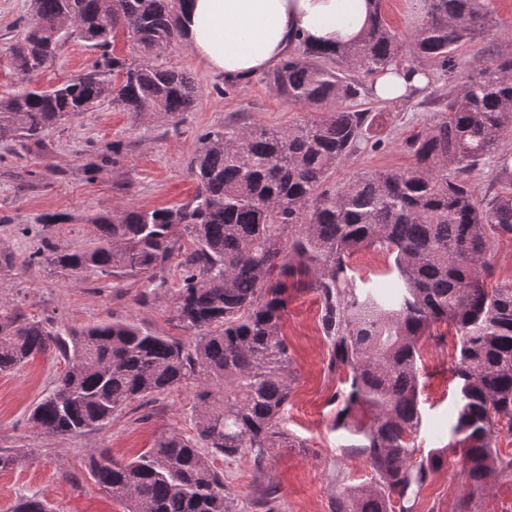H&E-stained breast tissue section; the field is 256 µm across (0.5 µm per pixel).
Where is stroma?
<instances>
[{"label": "stroma", "mask_w": 512, "mask_h": 512, "mask_svg": "<svg viewBox=\"0 0 512 512\" xmlns=\"http://www.w3.org/2000/svg\"><path fill=\"white\" fill-rule=\"evenodd\" d=\"M28 5V0H0V97L22 85L9 48L23 32ZM96 57L87 42L72 40L31 82L48 88L78 77ZM159 62L187 73L198 87L194 105L173 121H139L107 101L50 130L40 146L20 139L0 141V314L17 311L55 326L122 321L188 341V331L175 317L178 260H171L166 270V287L155 290L139 276L115 279L91 272L77 281L47 263L26 261L39 248L89 249L96 235L94 218L118 208L152 210L190 199L196 182L189 163L205 130L227 124L285 127L308 116L305 107L277 96L266 74L227 85L184 42L168 48ZM423 66L432 81L417 95L396 107L372 102L367 144L336 168L329 186L366 172L414 167L406 142L444 111L450 88L437 62L427 60ZM113 149L118 162L91 173L90 162ZM47 215L58 216V223H44ZM349 264L359 289L392 290L387 275L392 260L386 254L362 249ZM321 315L322 300L315 290L290 289L283 323L296 381L286 427L298 447L275 449L260 471L247 455L214 461L247 512H263L256 501L267 485L279 489L275 512H336L340 491L375 483L366 458L353 452L373 415L359 408L350 417L340 416L349 390L347 372L332 363ZM419 354L422 422L415 444L425 452L446 449L448 462L430 474L413 512H512V468L496 470L482 485H474L454 445V329L434 325L421 338ZM66 368L60 355L48 353L0 373V449L23 457L14 469L0 471V512H11L18 497L31 494L43 496L54 512H125L91 475L87 463L92 450L104 448L114 459L128 461L162 437L193 433L194 390L186 385L148 403H131L102 428L75 436L43 433L29 414Z\"/></svg>", "instance_id": "1"}]
</instances>
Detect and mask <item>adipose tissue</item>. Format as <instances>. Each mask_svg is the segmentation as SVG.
I'll return each mask as SVG.
<instances>
[{
  "mask_svg": "<svg viewBox=\"0 0 512 512\" xmlns=\"http://www.w3.org/2000/svg\"><path fill=\"white\" fill-rule=\"evenodd\" d=\"M374 0H185L186 46L213 73L240 82L275 68L305 43L338 47L364 36ZM428 82L409 63L390 65L369 87L380 101L412 96Z\"/></svg>",
  "mask_w": 512,
  "mask_h": 512,
  "instance_id": "1",
  "label": "adipose tissue"
}]
</instances>
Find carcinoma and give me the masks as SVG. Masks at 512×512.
Masks as SVG:
<instances>
[{"instance_id":"cac0c4a2","label":"carcinoma","mask_w":512,"mask_h":512,"mask_svg":"<svg viewBox=\"0 0 512 512\" xmlns=\"http://www.w3.org/2000/svg\"><path fill=\"white\" fill-rule=\"evenodd\" d=\"M491 19L490 0H424L405 40L378 9L358 45L300 47L269 86L317 116L286 128L208 130L190 161L197 189L187 202L118 209L94 220L93 248L29 255L30 264L45 260L77 278L137 274L162 287L182 249L175 228L193 240L177 289L186 343L121 321L60 332L18 315L0 320V373L53 349L68 361L30 415L46 433L82 434L137 400L195 388L193 436L162 438L128 462L105 449L90 454V473L126 512H241L213 460L248 454L260 471L272 450L300 447L284 427L295 376L282 325L288 277L298 272L319 293L323 332L336 366L348 372L343 412L373 413L356 450L377 481L341 492L336 512H392L394 499L400 512H413L429 472L443 462V450L423 454L414 443L422 420L417 345L437 323L456 336L453 434L464 469L477 486L492 473L497 438L512 435V282L486 287L493 239L512 236V52L477 47L475 73L406 142L413 169L364 173L324 189L365 141L368 91L356 73L432 59L454 78L461 69L454 52L481 40ZM125 31L134 34L130 54L116 56L112 42ZM73 37L96 50L92 66L49 89L25 83L0 98V140L39 144L106 99L157 122L195 102L192 78L157 62L183 38L181 0H31L13 64L36 75ZM487 164L492 176L480 195L469 174ZM366 247L393 259V297L357 292L348 260ZM12 512L51 507L24 497Z\"/></svg>"}]
</instances>
